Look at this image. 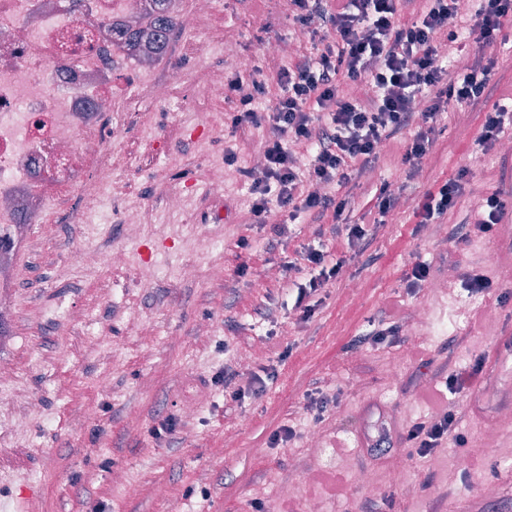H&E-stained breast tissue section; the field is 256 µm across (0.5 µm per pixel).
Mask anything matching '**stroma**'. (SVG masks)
Wrapping results in <instances>:
<instances>
[{
  "instance_id": "obj_1",
  "label": "stroma",
  "mask_w": 512,
  "mask_h": 512,
  "mask_svg": "<svg viewBox=\"0 0 512 512\" xmlns=\"http://www.w3.org/2000/svg\"><path fill=\"white\" fill-rule=\"evenodd\" d=\"M205 28L201 35L178 25L174 52L159 62L177 104L141 103L131 133L115 136L114 152L133 161L122 174L123 192L103 204L102 225L51 216L32 225L31 246L13 261L12 287L0 288V382L13 395L0 406V498L34 489V512H90L102 500L112 512H305L313 499L325 512H358L366 497L359 474L367 471L376 497L393 496L391 512H430L424 467L396 448L359 467L356 436L380 417L398 430L457 403V396L436 392L434 368L449 356L461 367L487 358L495 336L512 324V237L497 227L454 247L444 241L473 200L492 193L504 151L476 154L479 112L444 114L421 172L402 163L399 136L364 178L340 188L355 201L346 214L351 222L361 218L373 190L386 186L401 196L366 254H353L304 213L287 240L270 244L268 227L280 216L273 212L266 225L256 224L240 173L252 167L266 130L233 135L229 103L198 99L194 85L206 66L232 73L241 58L264 66L266 42L292 41L298 33L286 0H222ZM202 119L213 132L193 136ZM229 148L238 165L225 168L224 196L214 199L199 183L201 169L221 162ZM463 167L470 173L447 223L418 228L415 208L437 181ZM168 192L186 195L182 211L166 209ZM131 201L149 215L135 233L120 221ZM318 242L345 265L310 321L300 323L286 307L281 267ZM85 245L125 254L127 263L117 273L106 266L67 273L72 252ZM490 253L502 264L487 266ZM418 261L432 265L438 291L406 288L405 275ZM243 264L248 272L241 276ZM216 265L223 281L208 278ZM188 266L194 279L182 276ZM467 272L487 275L490 292L469 296L461 286ZM262 278L266 288L255 289ZM420 310L424 323L405 328L398 340L355 345L370 324ZM458 335L464 343L446 352ZM285 345L290 352L283 358ZM256 347L273 359L276 380L262 396L224 412V398L207 378L228 360L249 372L245 357ZM395 359L401 366L391 378L386 366ZM490 379L498 396L477 401L488 423L467 416L464 452L439 451L445 467L434 471L433 490L447 493V512H512V429L496 421L501 395L512 389V363ZM317 388L337 399L336 410L319 421L307 406ZM172 414L181 427L155 438L153 427ZM284 424L295 426L298 438L269 447ZM313 431L323 436L325 465L310 481L306 436ZM399 462L407 483L392 491L385 474ZM288 482L299 485L297 495L282 494ZM485 486L496 487L497 498H481Z\"/></svg>"
}]
</instances>
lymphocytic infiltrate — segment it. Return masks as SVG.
<instances>
[{
    "label": "lymphocytic infiltrate",
    "mask_w": 512,
    "mask_h": 512,
    "mask_svg": "<svg viewBox=\"0 0 512 512\" xmlns=\"http://www.w3.org/2000/svg\"><path fill=\"white\" fill-rule=\"evenodd\" d=\"M479 2L470 16L476 48L456 67L444 65L442 47L457 39L463 0H419L406 21L397 0H289L301 34L296 52L272 60L270 69L257 67L249 77L227 81L233 132L269 126L262 172L252 179L249 195L255 218L281 213V221L269 227L273 242L306 213L335 225L349 249L365 250L369 229L341 225L350 202L337 198V186L364 176L386 143L404 130L409 136L402 160L419 171L449 102L482 112L476 138L481 151L500 143L512 126V107L493 101L497 86L491 72L499 48L512 42V0ZM462 193L460 178L439 183L418 209L419 226L440 223ZM343 266V260L328 262L326 252L312 246L283 264L285 277L306 276L296 286L293 304L300 321L313 316V297L339 277ZM275 377L274 367L263 365L243 379L228 364L211 382L240 403L262 395ZM463 421V414L449 411L413 424L404 440L423 462L444 441L464 445Z\"/></svg>",
    "instance_id": "1"
}]
</instances>
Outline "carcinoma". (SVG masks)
<instances>
[{
  "label": "carcinoma",
  "instance_id": "cac0c4a2",
  "mask_svg": "<svg viewBox=\"0 0 512 512\" xmlns=\"http://www.w3.org/2000/svg\"><path fill=\"white\" fill-rule=\"evenodd\" d=\"M142 12L149 24L127 22L115 28L112 46L129 57L137 54L140 59L152 62L165 55L177 21L169 12L168 0H143Z\"/></svg>",
  "mask_w": 512,
  "mask_h": 512
}]
</instances>
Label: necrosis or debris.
Returning a JSON list of instances; mask_svg holds the SVG:
<instances>
[{
    "mask_svg": "<svg viewBox=\"0 0 512 512\" xmlns=\"http://www.w3.org/2000/svg\"><path fill=\"white\" fill-rule=\"evenodd\" d=\"M140 0H0V256L51 208L89 223L120 158L113 132L141 98L170 105L169 78L128 68L112 27Z\"/></svg>",
    "mask_w": 512,
    "mask_h": 512,
    "instance_id": "obj_1",
    "label": "necrosis or debris"
}]
</instances>
